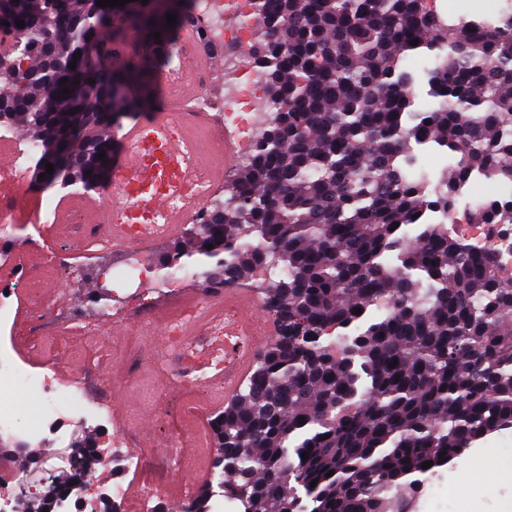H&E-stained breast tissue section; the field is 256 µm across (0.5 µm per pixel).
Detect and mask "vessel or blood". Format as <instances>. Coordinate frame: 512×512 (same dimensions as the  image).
<instances>
[{"mask_svg": "<svg viewBox=\"0 0 512 512\" xmlns=\"http://www.w3.org/2000/svg\"><path fill=\"white\" fill-rule=\"evenodd\" d=\"M174 64L182 76L185 94L193 97L200 93L199 75L211 71L214 60L203 54L187 63L178 55ZM181 122L180 108L173 107L122 133L125 149L113 163L112 179L124 193L113 211L112 247H125L137 235L176 234L201 203L202 192L194 184L193 171L206 170L214 181L237 161L232 135L224 137L223 155L205 158L192 131L172 136V128ZM224 304L237 314L224 327V396L230 399L248 378L255 352L262 342L270 340L272 332L257 314L250 294L229 291Z\"/></svg>", "mask_w": 512, "mask_h": 512, "instance_id": "obj_1", "label": "vessel or blood"}]
</instances>
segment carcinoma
<instances>
[{"instance_id":"cac0c4a2","label":"carcinoma","mask_w":512,"mask_h":512,"mask_svg":"<svg viewBox=\"0 0 512 512\" xmlns=\"http://www.w3.org/2000/svg\"><path fill=\"white\" fill-rule=\"evenodd\" d=\"M251 6L245 62L261 74L271 112L190 244L157 259L162 276L207 286L276 276L265 302L275 335L210 421L224 449L214 468L240 512H402L427 475L512 428V278L491 250L424 222L432 209L453 220L457 186L475 171L495 188L512 185V3L494 21L457 23L426 0ZM193 8L0 0V26L25 45V70L0 82L11 125L41 142L56 172L90 153L69 168L70 185L99 187L114 121L149 107L160 45L177 39ZM122 16L145 45L117 68L85 65L94 36L123 41ZM57 28L68 51L55 62L46 38ZM415 52L433 62L429 105L404 66ZM428 143L451 155L434 180L415 171ZM469 219L493 235L512 231V207L492 197ZM336 330L338 343L327 341ZM74 447L80 474L100 464L94 441ZM213 489L205 482L182 512H210Z\"/></svg>"}]
</instances>
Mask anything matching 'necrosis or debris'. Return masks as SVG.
Segmentation results:
<instances>
[{
  "label": "necrosis or debris",
  "mask_w": 512,
  "mask_h": 512,
  "mask_svg": "<svg viewBox=\"0 0 512 512\" xmlns=\"http://www.w3.org/2000/svg\"><path fill=\"white\" fill-rule=\"evenodd\" d=\"M189 21L197 27L196 42L184 43L182 56L194 55L199 49L223 51L225 44L247 45L253 21L249 17V0H195ZM238 93L231 105L219 115L220 130L232 131L239 141L240 155H248L254 131L266 117L267 105L260 74L245 62L232 64ZM0 148L8 149L14 159L11 167L0 169V396H8L24 387L40 399L44 413L30 427H19L14 406L0 405V438L10 445L0 448V512H8L11 497L26 493L21 479L11 466V450L25 446L57 423L92 427L100 432L95 444L102 460V469L125 463L134 472L148 466L147 452L127 455L136 441L132 427L112 417L108 396L88 397L91 381L108 386L112 374L111 361L94 363L91 370L74 372L69 379H60L49 368H33L29 355L41 354L48 346L49 329L79 331L87 336L99 335L100 329L87 310L67 304L45 305L37 302L41 288L62 281L71 267L72 246H79L88 255L107 249L108 236L95 224H85L78 212L60 215L51 204L46 191L32 187L26 171L40 145L34 139L15 142L9 131L0 132ZM34 216L39 224H74V234L59 233L56 240H38L28 234L25 216ZM152 243L132 241L112 263V279L133 285V294L113 292L106 316L123 323H152L162 299L179 305L181 316L167 322L166 359L172 364L171 378L159 388L156 408L159 419L175 415L178 427L166 429L162 441L169 457H177L184 438H193L202 455L211 452L206 432L196 419L203 408L202 394L210 377L207 371L194 369L192 352L184 340V324L209 317L214 292L193 284L191 276L170 279L158 276Z\"/></svg>",
  "instance_id": "1"
}]
</instances>
